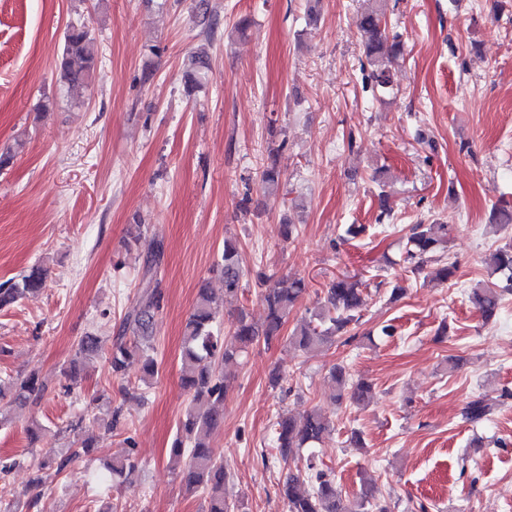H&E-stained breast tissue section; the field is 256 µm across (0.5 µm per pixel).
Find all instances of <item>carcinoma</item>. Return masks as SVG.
<instances>
[{
	"mask_svg": "<svg viewBox=\"0 0 512 512\" xmlns=\"http://www.w3.org/2000/svg\"><path fill=\"white\" fill-rule=\"evenodd\" d=\"M362 32L364 60L362 70L369 72L376 86L386 89L393 82L392 65L403 56V44L399 35L388 32L385 15L378 4L371 5L358 20ZM98 61L94 38L86 27L71 26L66 32L58 69L64 82L71 87L85 86L93 74ZM211 66V57L205 51L192 54L184 63L185 93L192 94L200 85L202 77ZM264 188L272 193L281 182V170L275 153H270L269 162L261 172ZM449 229L446 224H415L407 238L404 261L421 266L425 258L445 251ZM161 249L151 248L150 259L142 269L141 291L138 299L122 325V334L112 343L109 362L112 373L123 376L133 365L140 366L143 378L157 373L158 363L151 344L155 314L159 311L161 291L157 279ZM484 263L492 274H503L512 282V243L485 255ZM220 273L224 281V297H235L241 289L244 271L240 263L237 244L224 241V252ZM45 276L42 265H35L18 280L0 284V310L8 308L29 294L40 290ZM308 288L305 280L298 278L288 286L274 283L264 293L265 319L258 323L241 311L233 322V336L237 345L224 344V337L213 329L216 321V300L211 288L203 284L197 289L193 310L183 331V354L181 360V382L190 396V403L179 421L178 433L170 459L182 475L183 484L194 493L208 500V512H240V505L224 497V482L228 473L224 460L218 458L209 442L214 430L224 423L222 404L226 385L217 373L221 363L234 360L240 352L260 341L270 344L281 339V331L290 311ZM362 283L354 276L342 274L326 288V298L312 314V319L301 324L286 342L303 352L323 347L334 337L350 331V326L360 319L362 305ZM472 302L483 316H495L500 293L488 286L475 287ZM100 351L99 338L89 334L82 337L76 348L75 358L66 377L74 381L78 373L79 358H90ZM330 377L335 384L337 399H349L353 404L365 402L371 393V384L363 379L352 381L345 367L332 368ZM45 390L38 376L29 374L16 378L6 385L0 384V400L10 397L17 407ZM490 414V408L476 399L465 408L464 416L471 422H479ZM332 431L330 421L313 409L299 417L281 414L274 424L276 458L288 463L296 450L310 448L321 442ZM128 449L112 459V473L122 476L136 468L131 441H125ZM74 448L59 459L62 469L75 458L91 457L95 443L91 437L77 438ZM280 493L287 503L288 512H389L386 502L378 494L373 483L364 485L359 495L346 498L325 470L318 468L315 459L309 457L301 469L288 472Z\"/></svg>",
	"mask_w": 512,
	"mask_h": 512,
	"instance_id": "obj_1",
	"label": "carcinoma"
}]
</instances>
